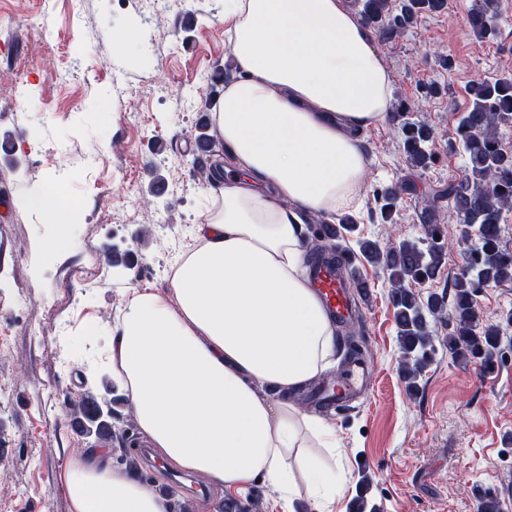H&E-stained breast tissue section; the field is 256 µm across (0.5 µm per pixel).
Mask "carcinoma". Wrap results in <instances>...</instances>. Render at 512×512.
Returning <instances> with one entry per match:
<instances>
[{
	"label": "carcinoma",
	"instance_id": "carcinoma-1",
	"mask_svg": "<svg viewBox=\"0 0 512 512\" xmlns=\"http://www.w3.org/2000/svg\"><path fill=\"white\" fill-rule=\"evenodd\" d=\"M446 0H401L393 12L390 0H363L361 16L365 25L385 39L403 35L413 19L425 13H437ZM498 0H480L468 14L471 30L483 37L495 32ZM472 105L464 112L451 134L459 142L466 158L464 175L433 190L425 200L421 213L425 237L404 239L383 248L376 241H359L361 255L371 264L382 266L394 308L401 350L400 372L408 388H418L419 378L434 361L436 344H442L456 358L478 360L488 371L495 368V353L504 336L512 328V309L500 314L495 323L483 321L476 308L475 296L480 288L512 280V251L502 246L501 221L505 211H512V146L506 145L500 133L504 125H512V72L495 81L470 85ZM403 151L409 165L425 168L434 156L436 132L421 122L403 125ZM196 140L204 143L211 155L224 152V140L214 134L211 123L204 122ZM414 191L408 179H400L384 192V215L388 216L403 195ZM448 203L463 220L459 239L463 269L450 289L432 293L422 300L416 287L437 278L449 239L448 225L439 223L441 204ZM356 230L350 215L339 219L334 235L317 236L308 243L314 257L325 254H351L347 234ZM440 323L448 330L442 338L433 335L430 323ZM112 382L102 386L86 385L79 399L68 411L74 432L97 443L102 433L110 441L119 442L125 429L123 417L112 408ZM94 411L87 412V407Z\"/></svg>",
	"mask_w": 512,
	"mask_h": 512
}]
</instances>
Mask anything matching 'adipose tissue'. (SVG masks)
<instances>
[{"label": "adipose tissue", "instance_id": "obj_1", "mask_svg": "<svg viewBox=\"0 0 512 512\" xmlns=\"http://www.w3.org/2000/svg\"><path fill=\"white\" fill-rule=\"evenodd\" d=\"M224 38L237 75L211 114L220 190L200 246L173 261V296L133 289L108 336L112 377L165 459L239 492L258 479L288 500L303 489L320 508L347 473L326 421L286 398L336 346L301 275L299 213L356 202L360 137L392 112V79L348 0H224ZM64 482L72 512L169 510L102 456L73 461Z\"/></svg>", "mask_w": 512, "mask_h": 512}]
</instances>
